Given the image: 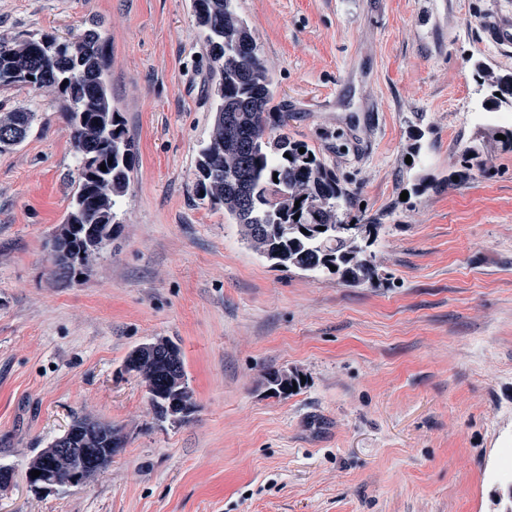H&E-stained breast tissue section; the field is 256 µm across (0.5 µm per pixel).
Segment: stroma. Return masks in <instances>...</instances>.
Wrapping results in <instances>:
<instances>
[{"mask_svg":"<svg viewBox=\"0 0 512 512\" xmlns=\"http://www.w3.org/2000/svg\"><path fill=\"white\" fill-rule=\"evenodd\" d=\"M288 134L371 225L377 284L280 269L194 192L213 71L192 0H0V36L103 33L112 101L138 149L118 229L80 280L48 242L79 182L52 90L0 152V512H502L512 448V152L475 122L512 45L485 25L512 0H237ZM485 162L457 181L461 152ZM180 349L194 407L158 421L124 362ZM302 389L268 394V369ZM85 415L125 445L91 483L52 492L29 460ZM162 349L159 345L143 344L137 347L125 361V368L137 373L138 369L161 358Z\"/></svg>","mask_w":512,"mask_h":512,"instance_id":"1","label":"stroma"}]
</instances>
